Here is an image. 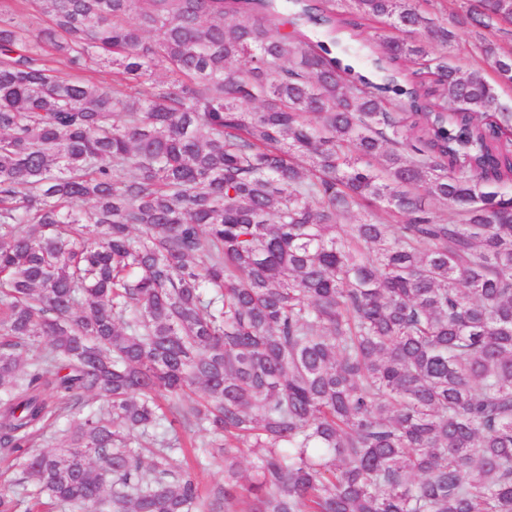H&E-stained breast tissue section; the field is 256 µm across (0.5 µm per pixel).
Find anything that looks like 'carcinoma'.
<instances>
[{"label":"carcinoma","mask_w":512,"mask_h":512,"mask_svg":"<svg viewBox=\"0 0 512 512\" xmlns=\"http://www.w3.org/2000/svg\"><path fill=\"white\" fill-rule=\"evenodd\" d=\"M339 2L0 0V452L35 504L512 512V52L480 42L490 82L430 0H346L424 32L374 82ZM355 52L344 53L341 47H336V55L344 60V63L351 65L356 72L362 73L372 80L378 79V76L374 72L370 58L366 54L365 50L356 46ZM186 456L188 464L196 475L203 491L211 490L224 483L223 458L217 456L216 458H209L200 453L197 459L193 453L186 454Z\"/></svg>","instance_id":"carcinoma-1"}]
</instances>
